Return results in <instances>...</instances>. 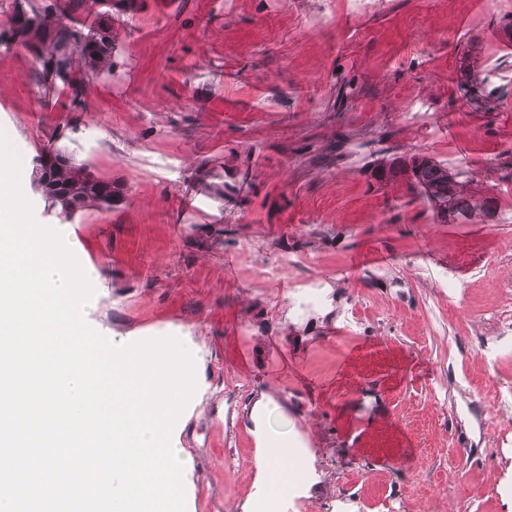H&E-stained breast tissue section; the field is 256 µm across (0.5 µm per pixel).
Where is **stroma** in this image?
<instances>
[{
	"instance_id": "stroma-1",
	"label": "stroma",
	"mask_w": 512,
	"mask_h": 512,
	"mask_svg": "<svg viewBox=\"0 0 512 512\" xmlns=\"http://www.w3.org/2000/svg\"><path fill=\"white\" fill-rule=\"evenodd\" d=\"M112 77L43 112L0 45V129L32 181L54 127L112 182L69 220L93 326L192 336L186 512H274L257 424L304 463L283 512H512V0H112ZM503 97H464L458 53ZM422 152L496 197L434 223L373 170Z\"/></svg>"
}]
</instances>
